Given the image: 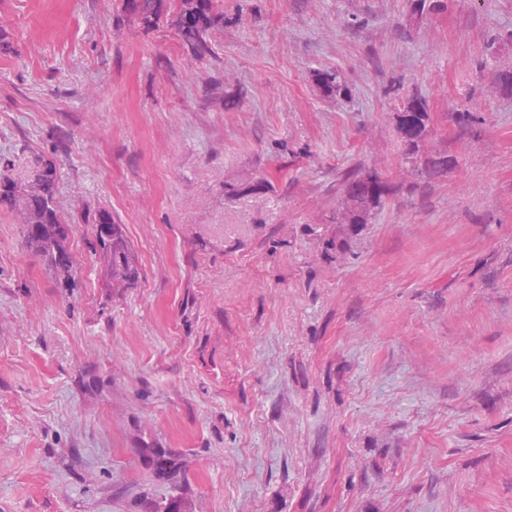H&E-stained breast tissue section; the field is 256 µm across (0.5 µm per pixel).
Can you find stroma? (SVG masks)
Instances as JSON below:
<instances>
[{
  "instance_id": "1",
  "label": "stroma",
  "mask_w": 512,
  "mask_h": 512,
  "mask_svg": "<svg viewBox=\"0 0 512 512\" xmlns=\"http://www.w3.org/2000/svg\"><path fill=\"white\" fill-rule=\"evenodd\" d=\"M219 2L195 58L121 0H0V166L55 164L76 259L61 284L0 207V512H140L146 444L187 512H512V0ZM412 92L435 180L400 163ZM352 168L396 188L355 227ZM395 118L400 138L402 164L412 167L421 165V173L430 179L448 174V170L456 167L458 157L448 151L434 155L425 154L430 121L425 97L417 92L405 95ZM95 226L94 251L101 260L112 288H129L138 278L133 248L122 224H116L108 211L92 218ZM142 459H153L149 468L154 475L169 484V494L158 501L153 498L143 497L140 501L141 512H166L167 502L171 499L180 498L185 511L187 503L188 479L182 470L179 454L169 448H156L154 445H145L144 448H137ZM186 512V511H185Z\"/></svg>"
}]
</instances>
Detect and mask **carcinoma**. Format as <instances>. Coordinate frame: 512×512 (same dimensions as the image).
<instances>
[{
	"mask_svg": "<svg viewBox=\"0 0 512 512\" xmlns=\"http://www.w3.org/2000/svg\"><path fill=\"white\" fill-rule=\"evenodd\" d=\"M151 0H122V12L135 17L146 29L168 20L166 0H156V6L148 10ZM182 22L176 33L190 55L203 57L213 54L207 37L214 30L224 27V11L216 0H181ZM320 87L329 94L341 95L348 86L337 72L317 74ZM430 115L425 97L414 92L405 95L396 113V126L400 138L401 163L421 167L427 178H437L456 167L458 157L452 153H425L429 134ZM55 164L44 162L33 181L17 182L8 169L0 171V205L17 212L18 223L33 253L41 258L59 280L72 279L73 258L69 244V224L60 213L56 200ZM341 192L352 201L351 210L336 216L338 224H366L370 215L384 207L393 195L394 187L376 173L357 170L345 172L341 179ZM95 226L94 251L101 260L110 284L114 288H128L138 278V269L133 248L122 225L112 219L107 211L92 218ZM143 459H150L149 468L154 475L169 484V494L158 501L144 497L140 501L141 512H165L167 502L181 499L187 502L188 479L182 470L179 454L169 448L146 445L138 449Z\"/></svg>",
	"mask_w": 512,
	"mask_h": 512,
	"instance_id": "carcinoma-1",
	"label": "carcinoma"
}]
</instances>
